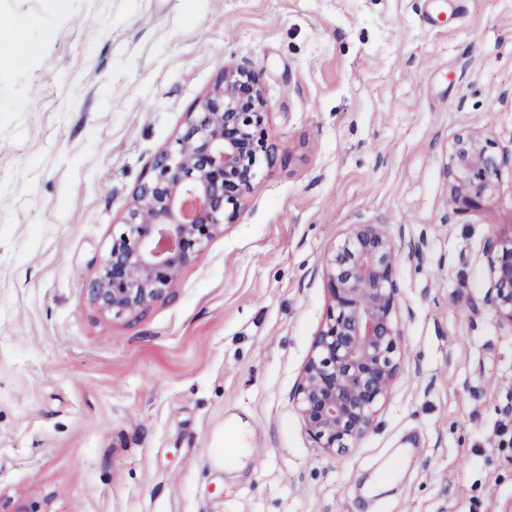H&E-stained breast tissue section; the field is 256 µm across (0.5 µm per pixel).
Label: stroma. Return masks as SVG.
<instances>
[{"label":"stroma","mask_w":512,"mask_h":512,"mask_svg":"<svg viewBox=\"0 0 512 512\" xmlns=\"http://www.w3.org/2000/svg\"><path fill=\"white\" fill-rule=\"evenodd\" d=\"M0 512H512V330L483 251L512 167L455 215L449 145L512 148V0H0ZM36 47L32 66L14 56ZM255 69L279 162L170 298L87 288L153 158L225 65ZM381 224L400 372L349 454L293 392L327 312L322 263ZM261 449L224 466L234 436Z\"/></svg>","instance_id":"1"}]
</instances>
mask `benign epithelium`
<instances>
[{
    "mask_svg": "<svg viewBox=\"0 0 512 512\" xmlns=\"http://www.w3.org/2000/svg\"><path fill=\"white\" fill-rule=\"evenodd\" d=\"M269 104L258 74L226 66L221 85L186 117L174 146L152 160L134 203L90 283L102 312L139 315L165 301L204 245L238 223L274 149ZM509 154L479 130L450 145L452 211L483 210L499 189ZM485 304L512 329V225L484 252ZM398 249L380 224H351L324 261L329 305L295 389L304 430L315 447L346 455L374 428L381 402L399 372L402 329L395 277Z\"/></svg>",
    "mask_w": 512,
    "mask_h": 512,
    "instance_id": "benign-epithelium-1",
    "label": "benign epithelium"
}]
</instances>
